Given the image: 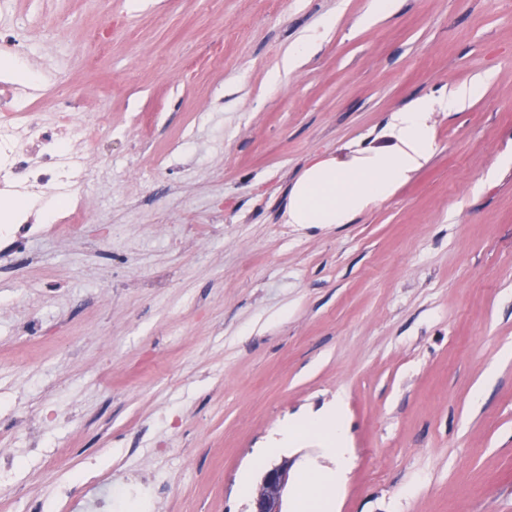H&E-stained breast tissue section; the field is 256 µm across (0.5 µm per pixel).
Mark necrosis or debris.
<instances>
[{
    "instance_id": "1",
    "label": "necrosis or debris",
    "mask_w": 512,
    "mask_h": 512,
    "mask_svg": "<svg viewBox=\"0 0 512 512\" xmlns=\"http://www.w3.org/2000/svg\"><path fill=\"white\" fill-rule=\"evenodd\" d=\"M30 86L0 72V203L58 192L68 214H76L89 173L88 158L77 148L86 130L79 124L46 126L28 101Z\"/></svg>"
}]
</instances>
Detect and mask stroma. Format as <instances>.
I'll use <instances>...</instances> for the list:
<instances>
[{
    "label": "stroma",
    "instance_id": "stroma-1",
    "mask_svg": "<svg viewBox=\"0 0 512 512\" xmlns=\"http://www.w3.org/2000/svg\"><path fill=\"white\" fill-rule=\"evenodd\" d=\"M367 3L0 10L27 46L13 71L63 72L74 121L112 124L75 233L0 271V455L43 512H82L58 490L94 497V476L125 512H251L255 448L339 394V512H512V0H399L371 26ZM485 73L391 197L284 223L314 161L388 147L393 112ZM335 25L334 19L327 20L320 29L310 32L301 42L294 45L289 51L288 56L283 61V66L288 70L295 69L300 62L307 56L311 46L321 42L328 31Z\"/></svg>",
    "mask_w": 512,
    "mask_h": 512
}]
</instances>
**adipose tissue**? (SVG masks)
Returning <instances> with one entry per match:
<instances>
[{"label":"adipose tissue","instance_id":"adipose-tissue-1","mask_svg":"<svg viewBox=\"0 0 512 512\" xmlns=\"http://www.w3.org/2000/svg\"><path fill=\"white\" fill-rule=\"evenodd\" d=\"M486 77L435 96L416 99L395 112L390 122L393 145L352 161L314 162L288 197L283 219L288 224H347L370 205L387 199L438 151L433 126L437 112H458L481 92ZM343 401L318 414L285 420L256 452L257 461L309 437L321 443L326 466L307 463L293 512H333L336 492L351 465Z\"/></svg>","mask_w":512,"mask_h":512}]
</instances>
